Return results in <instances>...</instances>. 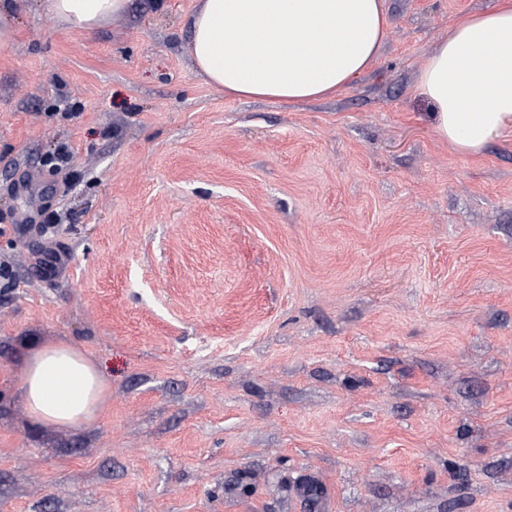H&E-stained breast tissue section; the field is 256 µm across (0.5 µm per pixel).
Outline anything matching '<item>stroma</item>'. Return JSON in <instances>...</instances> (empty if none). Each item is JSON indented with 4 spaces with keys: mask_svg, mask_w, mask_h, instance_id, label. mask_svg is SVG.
Here are the masks:
<instances>
[{
    "mask_svg": "<svg viewBox=\"0 0 512 512\" xmlns=\"http://www.w3.org/2000/svg\"><path fill=\"white\" fill-rule=\"evenodd\" d=\"M495 4L385 0L371 68L281 104L196 72L197 0L90 33L0 0V187L43 178L0 212L51 204L66 255L33 280L0 235V512H512V132L458 153L417 90ZM43 340L105 376L92 427L28 420ZM71 161L72 153L69 146L65 143H60L51 154L45 156L43 163L49 166V170L55 174L64 172L65 178L63 184L64 187H68L71 175V171L69 170Z\"/></svg>",
    "mask_w": 512,
    "mask_h": 512,
    "instance_id": "1",
    "label": "stroma"
}]
</instances>
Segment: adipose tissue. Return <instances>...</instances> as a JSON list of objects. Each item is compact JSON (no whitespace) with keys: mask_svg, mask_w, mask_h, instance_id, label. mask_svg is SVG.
I'll list each match as a JSON object with an SVG mask.
<instances>
[{"mask_svg":"<svg viewBox=\"0 0 512 512\" xmlns=\"http://www.w3.org/2000/svg\"><path fill=\"white\" fill-rule=\"evenodd\" d=\"M130 0H40L71 31L89 32ZM387 28L384 0H200L188 50L196 70L240 98L306 102L326 97L371 67ZM418 89L435 127L459 152L480 154L512 130V0L459 21L429 55ZM21 399L36 425L80 430L105 411L108 383L67 341L28 349Z\"/></svg>","mask_w":512,"mask_h":512,"instance_id":"1","label":"adipose tissue"}]
</instances>
